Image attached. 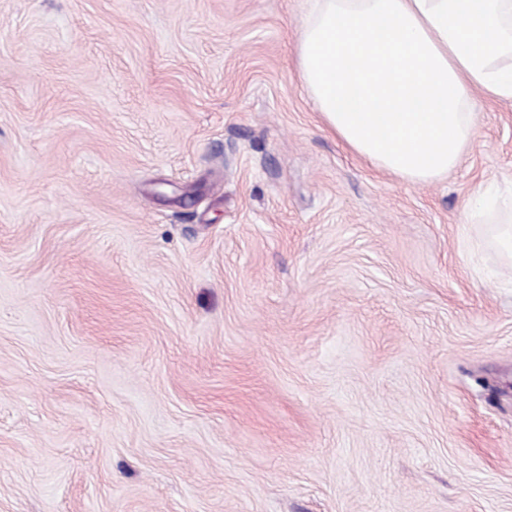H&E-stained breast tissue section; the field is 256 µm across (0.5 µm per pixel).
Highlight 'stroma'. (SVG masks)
<instances>
[{"instance_id": "35a3bbf8", "label": "stroma", "mask_w": 512, "mask_h": 512, "mask_svg": "<svg viewBox=\"0 0 512 512\" xmlns=\"http://www.w3.org/2000/svg\"><path fill=\"white\" fill-rule=\"evenodd\" d=\"M309 0H0V512H512V186L326 128ZM474 209L473 218L476 220L495 221L496 232L492 239L493 246L507 259V264L512 263V195L511 198L502 197L492 205L489 210L484 205V193L479 186L472 199ZM505 217V219H501Z\"/></svg>"}]
</instances>
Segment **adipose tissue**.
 <instances>
[{"label": "adipose tissue", "mask_w": 512, "mask_h": 512, "mask_svg": "<svg viewBox=\"0 0 512 512\" xmlns=\"http://www.w3.org/2000/svg\"><path fill=\"white\" fill-rule=\"evenodd\" d=\"M295 50L327 127L412 185L458 165L476 96L512 101V0H316ZM472 206L512 263V197Z\"/></svg>", "instance_id": "1"}]
</instances>
